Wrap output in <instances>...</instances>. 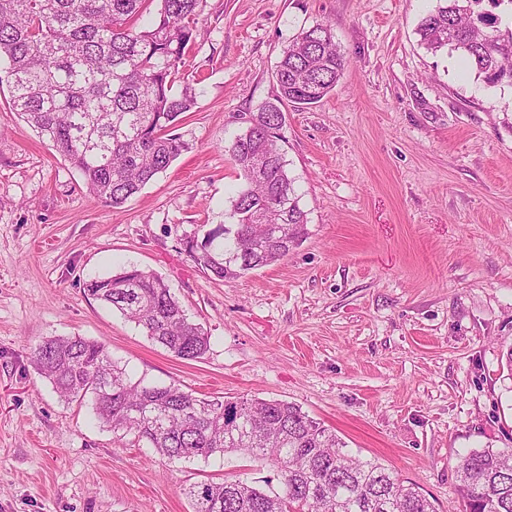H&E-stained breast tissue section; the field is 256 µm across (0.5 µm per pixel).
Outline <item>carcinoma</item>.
<instances>
[{"mask_svg": "<svg viewBox=\"0 0 512 512\" xmlns=\"http://www.w3.org/2000/svg\"><path fill=\"white\" fill-rule=\"evenodd\" d=\"M0 0V57L8 60L13 108L113 208L165 172L186 149L173 133L195 93L173 91L198 30L203 0ZM432 52H461L489 87L512 86V0H438L417 28ZM347 59L331 29L317 24L289 42L264 105L229 147L242 186L230 218L183 242L187 256L233 281L272 265L307 235V213L278 144L282 107L319 103ZM85 291L142 327L174 357L195 361L210 337L187 317L157 274L136 266L93 277ZM39 373L68 402L90 404L96 420L134 432L168 460L240 454L274 472L258 488L237 475L184 489L192 512H435L415 484L362 460L293 403L199 398L176 384L142 385L112 361L105 343L47 337L32 350ZM465 512H512V451L485 447L455 466Z\"/></svg>", "mask_w": 512, "mask_h": 512, "instance_id": "1", "label": "carcinoma"}]
</instances>
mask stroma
Listing matches in <instances>:
<instances>
[{
	"label": "stroma",
	"mask_w": 512,
	"mask_h": 512,
	"mask_svg": "<svg viewBox=\"0 0 512 512\" xmlns=\"http://www.w3.org/2000/svg\"><path fill=\"white\" fill-rule=\"evenodd\" d=\"M436 4L206 0L183 71L196 105L175 127L188 148L118 209L15 112L0 61V512H191L183 487L269 474L234 454L169 462L65 403L31 349L72 335L105 342L135 382L297 404L437 512H463L457 455L512 448V86L420 46ZM319 23L348 64L281 131L308 235L215 279L183 241L227 223L241 183L227 148L275 101L284 47ZM128 265L208 333L203 358L87 295Z\"/></svg>",
	"instance_id": "35a3bbf8"
}]
</instances>
